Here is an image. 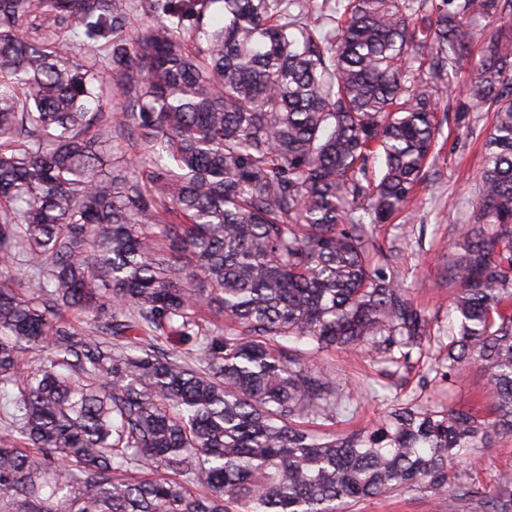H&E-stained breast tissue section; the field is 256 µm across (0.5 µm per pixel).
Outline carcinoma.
Masks as SVG:
<instances>
[{
  "instance_id": "carcinoma-1",
  "label": "carcinoma",
  "mask_w": 512,
  "mask_h": 512,
  "mask_svg": "<svg viewBox=\"0 0 512 512\" xmlns=\"http://www.w3.org/2000/svg\"><path fill=\"white\" fill-rule=\"evenodd\" d=\"M44 7L71 38L24 39ZM478 19L497 29L466 98L493 122L444 342L372 228L421 183ZM132 134L144 176L112 155ZM0 256V512H347L416 488L512 512L511 472L448 493L449 462L512 434V0H0ZM204 305L243 330L213 335ZM281 340L390 363L432 342L447 379L487 373L491 417L318 433L348 397Z\"/></svg>"
}]
</instances>
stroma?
I'll return each mask as SVG.
<instances>
[{
  "instance_id": "35a3bbf8",
  "label": "stroma",
  "mask_w": 512,
  "mask_h": 512,
  "mask_svg": "<svg viewBox=\"0 0 512 512\" xmlns=\"http://www.w3.org/2000/svg\"><path fill=\"white\" fill-rule=\"evenodd\" d=\"M471 77L470 67L459 72L448 99L451 111L443 115L442 132L435 157L427 169L426 183L416 199L392 223L377 226L375 237L383 252L397 253L404 282L421 305L432 335L448 333V311L453 291L448 286V262L462 251V232L476 202L483 145L490 129L486 112L458 111L464 102V88ZM437 359L436 348H428L421 358L381 373L370 355L336 349L314 362L332 376L349 397L348 411L336 422L335 432L366 430L383 422L397 405L460 407L481 406L488 381L484 373L470 365L460 370L453 382L436 378L430 366ZM512 470V437H500L474 456L452 464V485L492 486L497 474ZM349 512H437L432 497L421 490H409L360 502Z\"/></svg>"
}]
</instances>
